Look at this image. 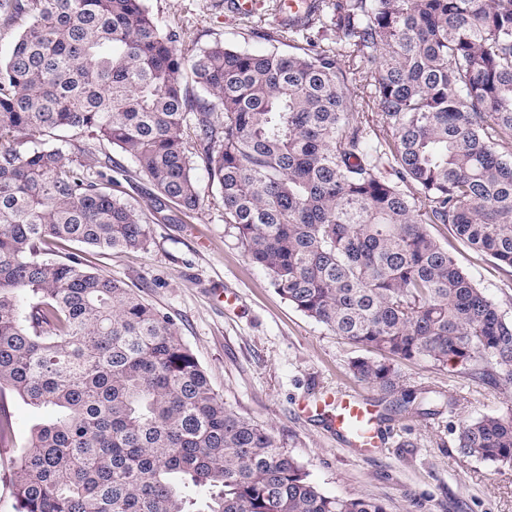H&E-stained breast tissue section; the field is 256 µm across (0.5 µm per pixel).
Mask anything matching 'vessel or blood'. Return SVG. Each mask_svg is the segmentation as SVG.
<instances>
[{
	"mask_svg": "<svg viewBox=\"0 0 512 512\" xmlns=\"http://www.w3.org/2000/svg\"><path fill=\"white\" fill-rule=\"evenodd\" d=\"M324 404L329 408L327 420L330 427L344 435L352 447L363 454L381 447L380 427L361 396L342 392L325 398Z\"/></svg>",
	"mask_w": 512,
	"mask_h": 512,
	"instance_id": "vessel-or-blood-1",
	"label": "vessel or blood"
}]
</instances>
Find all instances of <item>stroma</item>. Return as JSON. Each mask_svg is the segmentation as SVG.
Masks as SVG:
<instances>
[{"mask_svg": "<svg viewBox=\"0 0 512 512\" xmlns=\"http://www.w3.org/2000/svg\"><path fill=\"white\" fill-rule=\"evenodd\" d=\"M162 25L182 28L198 45L224 38L240 25L230 0H147ZM196 179L202 203L193 215L158 214L149 242L135 252L94 250L77 242L92 271L139 289L167 313L235 410L271 427L286 450L327 494L356 493L386 504L388 512H512V469L463 454L462 422L512 407V390L481 379L461 365L401 364L405 385L452 397L454 409L435 416L384 420L383 448L361 455L327 426L315 401L340 391L380 406V393L357 382L349 362L360 350L281 298L269 274L253 264L224 222V208L204 170ZM433 235L447 243L460 266L512 318V273L464 248L448 226ZM13 423L0 443V512H16L12 490L22 450L37 419L11 392L0 395Z\"/></svg>", "mask_w": 512, "mask_h": 512, "instance_id": "35a3bbf8", "label": "stroma"}]
</instances>
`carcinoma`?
Listing matches in <instances>:
<instances>
[{
    "label": "carcinoma",
    "mask_w": 512,
    "mask_h": 512,
    "mask_svg": "<svg viewBox=\"0 0 512 512\" xmlns=\"http://www.w3.org/2000/svg\"><path fill=\"white\" fill-rule=\"evenodd\" d=\"M197 47L145 0H0V394L51 414L13 482L17 512H387L328 495L272 429L224 402L174 321L54 248L141 250L158 209L201 205L203 167L249 259L364 351L360 382L433 415L399 366L455 361L512 388V319L430 232L512 269V0H297ZM336 34L337 49L312 39ZM269 44L246 47L252 38ZM112 147L105 170L46 139ZM459 448L512 467V409ZM107 172L116 176L121 182L119 186H112L113 193L122 196L125 200L135 206L143 207L145 209L154 207L153 187L146 177H134V179L129 181V179L123 180L121 176H117L110 171Z\"/></svg>",
    "instance_id": "1"
}]
</instances>
